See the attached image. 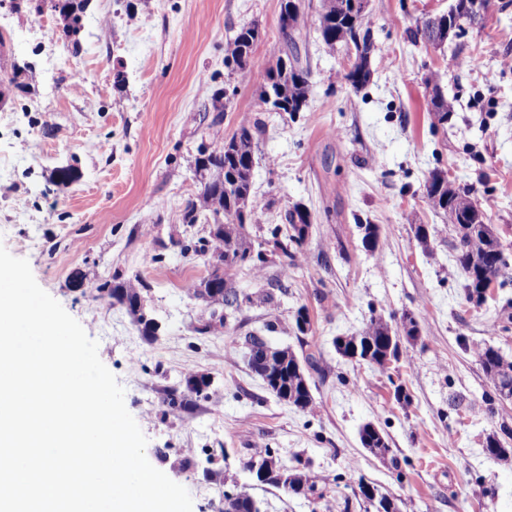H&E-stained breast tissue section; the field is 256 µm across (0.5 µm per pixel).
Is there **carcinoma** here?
Wrapping results in <instances>:
<instances>
[{
	"mask_svg": "<svg viewBox=\"0 0 512 512\" xmlns=\"http://www.w3.org/2000/svg\"><path fill=\"white\" fill-rule=\"evenodd\" d=\"M89 0H80L78 5L66 2L59 10L61 23L52 31V35L65 44L78 45V36L84 29V13ZM331 11L318 18V30L324 44L334 50L338 46H353L355 57L361 64L346 74V79L355 88L365 86L371 77L367 68L368 57L373 53L371 31L366 17L352 19L339 9V0H330ZM304 22L303 14L291 17L288 26L279 25L282 36V48L279 49L276 67L267 72L266 84L282 97L293 110L305 111L308 105L311 72L302 66L298 58V47L294 34ZM251 29L240 28L227 42L224 63L238 69L254 67L255 59L249 47ZM444 39L440 28L426 20L420 21L414 33V40ZM259 126L243 120L237 132L229 140V148L219 145L212 149L205 166L208 179L201 181L200 202L189 201L183 213V223L196 224L200 219L218 222L224 220V236L214 240H199L200 246L194 252L204 253L220 250L224 252V272L232 269L250 267L259 269L267 263L261 253L253 252L251 243L244 234V226L249 221H257L254 207L246 213L240 212L239 202L243 198L252 199V169L254 164L255 133ZM427 197L438 198L436 209L443 212L464 213L473 203L471 191L457 186L448 187V177L436 170L425 183ZM456 234L453 249L455 261L467 278L468 291L481 288L482 281L498 282L509 277L512 264L504 254L498 238L490 225L476 224L468 229L461 224L453 225ZM272 248L281 254L282 264L295 256L296 247L303 239L296 234L282 231L280 226L270 230ZM224 290L223 302L227 308L237 309L240 302L250 303L252 297L240 294L229 279L221 281ZM99 297L107 298L114 304L124 306L141 326L146 335H152L149 322L153 320L151 312L139 309L143 293L134 283L114 284L106 281L97 287ZM401 328L393 326L387 320L373 316L359 333L352 336H340L334 341L336 351L346 358H358L370 364H380V356L385 350L391 354L398 353ZM478 358L484 372L493 383L497 396H502L501 389L512 387V361L505 359L501 353L485 347L478 351ZM250 368L259 376L269 378L270 390L278 399L300 409L306 410L312 405L311 388L308 378L296 355L287 348L275 347L263 343L256 349ZM360 442L364 448L375 456L390 460L394 468H399L397 458L384 434L374 426L367 424L360 430ZM485 448L494 458L502 460L512 456V448L504 446L496 435L487 437ZM245 470L255 475L257 480L283 488L286 492L306 495L315 492V485L309 477L297 467L287 468L280 464L276 454L270 450L258 457L251 458ZM224 512H260L256 501L245 492L233 488L224 491Z\"/></svg>",
	"mask_w": 512,
	"mask_h": 512,
	"instance_id": "cac0c4a2",
	"label": "carcinoma"
}]
</instances>
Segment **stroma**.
I'll return each instance as SVG.
<instances>
[{"instance_id": "stroma-1", "label": "stroma", "mask_w": 512, "mask_h": 512, "mask_svg": "<svg viewBox=\"0 0 512 512\" xmlns=\"http://www.w3.org/2000/svg\"><path fill=\"white\" fill-rule=\"evenodd\" d=\"M452 3L370 0L372 75L357 90L346 79L354 54L329 50L317 31L322 0H302L308 106L270 112L260 93L278 56L281 0H153L147 12L140 0H92L77 53L43 40L42 27L59 22L51 6L38 14L27 0H0V245L98 341L148 461L189 491L192 512H222L223 497L206 491L232 478L262 512H367L363 483L400 512H512V460L485 451L488 436L512 428V399H494L476 354L491 346L512 360V284L468 299L452 226L423 194L435 169L471 187L512 260V0H492L484 26L451 43L414 42L417 21ZM250 23L260 67L225 66L228 40ZM437 89L452 105L444 125ZM245 118L261 128L248 240L266 248L297 205L311 226L294 265L273 256L260 272L234 273V287L257 299L211 331L209 306L185 289L208 277V258L180 248L208 231L182 212L201 190L198 146L228 140ZM66 165L77 180L52 183ZM365 224L379 229L371 248ZM135 277L159 324L152 339L97 296L101 282ZM374 314L410 315L419 330L385 369L334 346ZM252 334L306 363L308 410L279 401L250 369ZM190 377L207 380L204 396L170 411V392ZM399 385L408 403L396 401ZM367 423L400 470L362 448ZM268 448L288 466L308 461L315 494L245 474L244 461Z\"/></svg>"}]
</instances>
